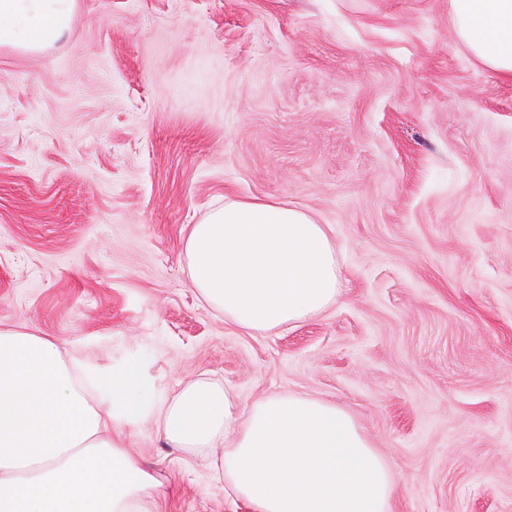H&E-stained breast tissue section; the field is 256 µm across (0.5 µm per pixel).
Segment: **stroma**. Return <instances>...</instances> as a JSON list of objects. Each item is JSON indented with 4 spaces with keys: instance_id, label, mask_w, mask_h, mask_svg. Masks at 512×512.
<instances>
[{
    "instance_id": "obj_1",
    "label": "stroma",
    "mask_w": 512,
    "mask_h": 512,
    "mask_svg": "<svg viewBox=\"0 0 512 512\" xmlns=\"http://www.w3.org/2000/svg\"><path fill=\"white\" fill-rule=\"evenodd\" d=\"M449 0H77L42 53L0 46V322L157 393L348 412L393 512H512V79ZM327 225L336 306L247 335L197 297L191 225L227 201ZM170 512H251L142 424Z\"/></svg>"
}]
</instances>
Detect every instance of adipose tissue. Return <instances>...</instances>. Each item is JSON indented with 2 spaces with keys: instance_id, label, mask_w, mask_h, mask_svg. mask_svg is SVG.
Returning <instances> with one entry per match:
<instances>
[{
  "instance_id": "adipose-tissue-1",
  "label": "adipose tissue",
  "mask_w": 512,
  "mask_h": 512,
  "mask_svg": "<svg viewBox=\"0 0 512 512\" xmlns=\"http://www.w3.org/2000/svg\"><path fill=\"white\" fill-rule=\"evenodd\" d=\"M455 39L512 77V0H449ZM76 0H0V45L39 51L69 29ZM200 300L226 323L270 334L319 316L340 294L329 229L276 203L229 202L183 245ZM140 365L90 363L37 329L0 323V512H167L173 474L134 454L144 422L205 458L252 512H392L401 487L336 404L288 391L246 404L199 377L149 396Z\"/></svg>"
}]
</instances>
